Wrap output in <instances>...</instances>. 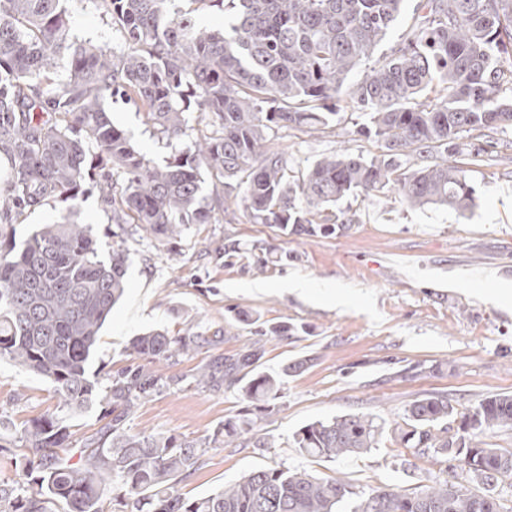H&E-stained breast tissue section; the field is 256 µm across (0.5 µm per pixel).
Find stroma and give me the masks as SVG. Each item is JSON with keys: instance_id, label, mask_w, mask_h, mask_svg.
Here are the masks:
<instances>
[{"instance_id": "obj_1", "label": "stroma", "mask_w": 512, "mask_h": 512, "mask_svg": "<svg viewBox=\"0 0 512 512\" xmlns=\"http://www.w3.org/2000/svg\"><path fill=\"white\" fill-rule=\"evenodd\" d=\"M62 6L76 41L122 48L100 0H63ZM103 104L136 149L156 163L166 160L169 149L142 112L109 95ZM338 110L335 130L279 131L293 172L342 151L378 153L376 140L357 132L366 116L344 99ZM473 137L496 148L479 162L457 159L480 197L465 217L444 207L413 208L390 192L352 201L356 223L329 236L286 235L250 223L239 209L231 216L216 211L212 223L186 225L161 242L134 225L113 224L98 187L85 194L79 219L91 225L101 253L116 243L129 253L126 293L101 331L88 373L103 386L127 369L161 376L126 419L130 432L204 442L249 403L225 385L198 383L196 375L254 342L263 345L262 371L308 362L285 378L279 398L258 415V434L274 436L272 447L250 437L207 448L182 485L186 495L211 493L260 467L341 477L364 491L411 493L451 478L446 456L404 448L390 435L368 453L336 460L301 455L293 435L345 414L391 423L431 394L448 398L458 414L488 397L512 395V130ZM231 241L238 252L215 260ZM293 281L302 290H291ZM280 323L293 325L291 335L258 337V329ZM152 329L174 336L190 329L209 343L158 364L131 348L133 338ZM58 405L51 381L0 360V435L11 436Z\"/></svg>"}]
</instances>
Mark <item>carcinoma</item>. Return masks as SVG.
<instances>
[{
  "label": "carcinoma",
  "mask_w": 512,
  "mask_h": 512,
  "mask_svg": "<svg viewBox=\"0 0 512 512\" xmlns=\"http://www.w3.org/2000/svg\"><path fill=\"white\" fill-rule=\"evenodd\" d=\"M61 2L0 0V153L12 169L0 183V211L20 217L51 200L66 204L19 250L0 233V360L50 379L60 399L58 411L0 443V450L25 449L24 480H0V512H104L109 499L129 512H503L490 487L473 494L445 479L410 494H366L342 479L278 467L185 496L180 484L198 469L201 449L124 428L159 379L122 374L102 396L89 378L101 329L126 288L128 256L118 245L101 257L77 213L87 182L98 175L113 223L168 239L186 224L211 223L208 174L251 223L286 235L346 229L355 214L340 208L344 201L391 191L413 207L438 205L464 216L478 197L448 156L477 161L485 149L463 142L464 134L512 129V62L502 63L503 54L512 55V0H416L402 39L351 85V73L403 18L405 0H187L191 7L175 14L172 0H101L124 40L112 53L72 41ZM214 7L231 17L229 28L197 21ZM63 53L70 79L56 86L54 61ZM108 91L143 109L172 148L164 164L137 151L111 122L102 104ZM344 91L368 117L360 132L381 142L382 153L341 152L292 175L270 133L333 126ZM192 112L215 115L218 135L183 145ZM411 157L419 163L404 165ZM114 170L122 181L113 180ZM208 343L153 330L132 348L161 361ZM262 355L254 346L201 377L224 381L265 410L304 362L273 375L256 371ZM98 398L120 413L75 454L70 420ZM454 413L447 398L430 395L392 424L348 414L302 426L293 443L304 456L336 460L367 453L392 434L406 447L448 456L456 479L511 477L512 451L486 438L512 429V396L485 399L450 437ZM255 425L251 412L241 413L215 429L211 443L229 446L254 435Z\"/></svg>",
  "instance_id": "carcinoma-1"
}]
</instances>
